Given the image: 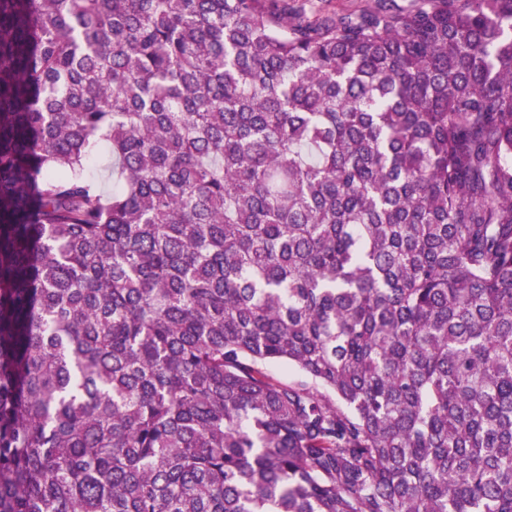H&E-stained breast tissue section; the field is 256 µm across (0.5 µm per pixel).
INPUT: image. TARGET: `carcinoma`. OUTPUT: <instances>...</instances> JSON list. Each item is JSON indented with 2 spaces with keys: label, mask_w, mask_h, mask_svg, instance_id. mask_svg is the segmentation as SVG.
<instances>
[{
  "label": "carcinoma",
  "mask_w": 512,
  "mask_h": 512,
  "mask_svg": "<svg viewBox=\"0 0 512 512\" xmlns=\"http://www.w3.org/2000/svg\"><path fill=\"white\" fill-rule=\"evenodd\" d=\"M0 512H512V0H0ZM371 0H288L280 1L278 4L282 6L288 3V8L303 5L308 14L321 9L329 12H341L346 10H361L369 5Z\"/></svg>",
  "instance_id": "cac0c4a2"
}]
</instances>
